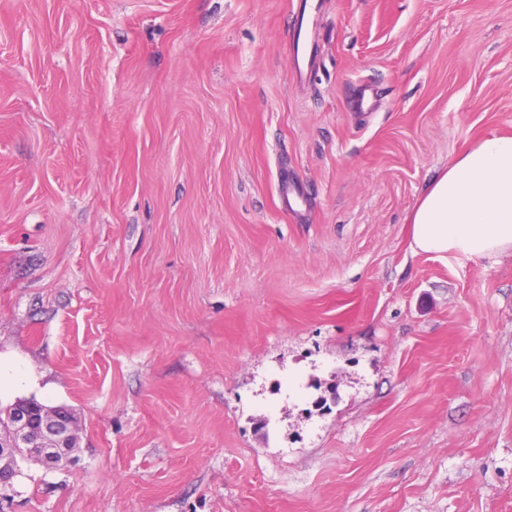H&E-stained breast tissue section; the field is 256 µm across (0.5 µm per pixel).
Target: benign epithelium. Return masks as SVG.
<instances>
[{
	"label": "benign epithelium",
	"mask_w": 512,
	"mask_h": 512,
	"mask_svg": "<svg viewBox=\"0 0 512 512\" xmlns=\"http://www.w3.org/2000/svg\"><path fill=\"white\" fill-rule=\"evenodd\" d=\"M78 440L79 428L68 409L20 399L0 428V459L12 463L19 456L30 457L54 469L70 460Z\"/></svg>",
	"instance_id": "1"
}]
</instances>
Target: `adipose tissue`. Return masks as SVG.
<instances>
[{"label":"adipose tissue","mask_w":512,"mask_h":512,"mask_svg":"<svg viewBox=\"0 0 512 512\" xmlns=\"http://www.w3.org/2000/svg\"><path fill=\"white\" fill-rule=\"evenodd\" d=\"M410 224L416 253L512 252V135L487 133L457 155L420 197Z\"/></svg>","instance_id":"1"}]
</instances>
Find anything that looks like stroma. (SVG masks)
I'll list each match as a JSON object with an SVG mask.
<instances>
[{"mask_svg": "<svg viewBox=\"0 0 512 512\" xmlns=\"http://www.w3.org/2000/svg\"><path fill=\"white\" fill-rule=\"evenodd\" d=\"M0 0V512H512V253H413L512 135V0ZM375 97L362 111V90ZM294 13L293 35L289 44V63L294 74L303 76L309 70L308 21H314L319 11L315 0H299ZM305 1V2H303ZM312 1L311 3H308ZM14 413L0 429V482L7 486L13 477L5 468L15 459L30 457L46 468L54 469L70 460V453L79 440V428L72 413L64 407H47L35 400L20 399ZM0 406V423L8 420L13 404ZM9 481V482H6ZM9 483L8 485H10Z\"/></svg>", "mask_w": 512, "mask_h": 512, "instance_id": "1", "label": "stroma"}]
</instances>
